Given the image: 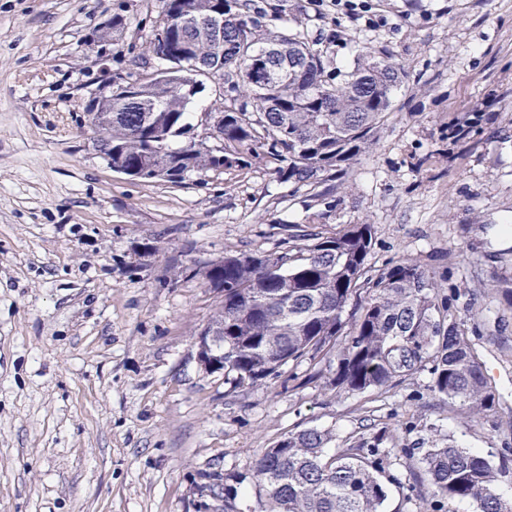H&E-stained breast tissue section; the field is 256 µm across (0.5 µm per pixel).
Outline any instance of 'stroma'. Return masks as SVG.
Masks as SVG:
<instances>
[{
	"mask_svg": "<svg viewBox=\"0 0 512 512\" xmlns=\"http://www.w3.org/2000/svg\"><path fill=\"white\" fill-rule=\"evenodd\" d=\"M331 66L366 48L407 76L344 187L280 182L274 162L142 182L96 148L89 95L138 72L163 0H0V512H264L261 452L316 428L336 441L364 417L405 452L387 512H424L409 484L429 440L477 450L512 500V0H383L367 28L284 0ZM123 32L105 37L113 16ZM325 235L368 224L371 262L403 258L450 284L496 390L476 416L419 370L383 395L339 396L327 355L265 386L233 388L197 341L218 295L204 273L229 251L277 249L293 225Z\"/></svg>",
	"mask_w": 512,
	"mask_h": 512,
	"instance_id": "obj_1",
	"label": "stroma"
}]
</instances>
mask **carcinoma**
<instances>
[{
	"instance_id": "1",
	"label": "carcinoma",
	"mask_w": 512,
	"mask_h": 512,
	"mask_svg": "<svg viewBox=\"0 0 512 512\" xmlns=\"http://www.w3.org/2000/svg\"><path fill=\"white\" fill-rule=\"evenodd\" d=\"M175 23L150 38L152 70L196 65L222 75L226 98L217 155L188 141L196 93L171 80L139 84L132 100L90 113L112 165L180 184L218 166L246 167L264 155L285 183L340 179L389 113L405 67L381 50L360 55L340 74L328 70L307 30L263 31L279 12L254 0H164ZM369 224L332 236L296 232L268 254H224L205 279L219 295L205 331L219 337L224 382L257 387L284 368L315 367L336 352L329 381L336 394L383 395L419 369L429 390L460 409L486 415L495 392L458 315L448 306V278L409 259L380 269L369 260ZM333 434L289 433L255 460L253 478L266 512H385L382 480L397 448L394 429L375 419L359 437L331 450ZM413 479L427 487L432 512L469 501L475 512H512L496 492L499 472L478 452L429 441Z\"/></svg>"
}]
</instances>
